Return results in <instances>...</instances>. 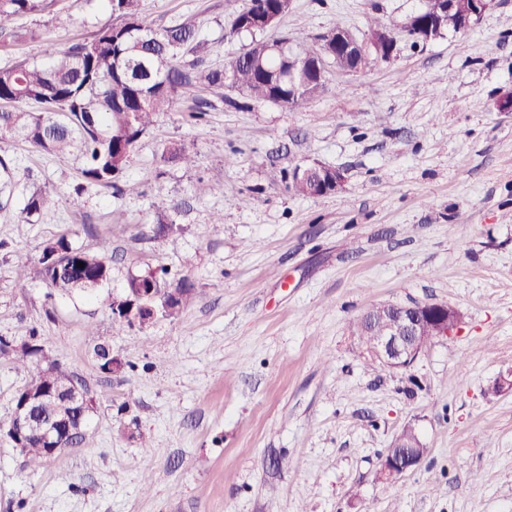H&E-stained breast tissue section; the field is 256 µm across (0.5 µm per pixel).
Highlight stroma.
<instances>
[{
    "mask_svg": "<svg viewBox=\"0 0 512 512\" xmlns=\"http://www.w3.org/2000/svg\"><path fill=\"white\" fill-rule=\"evenodd\" d=\"M245 0H142L154 29L198 35L181 64L224 67L252 41ZM420 0H292L282 30L316 36L371 17L395 27ZM67 18L58 26L57 17ZM106 0H56L0 36V67L44 62L90 39ZM512 0L469 31L391 62L333 71L289 110L203 83L137 143L114 187L82 194L83 159L0 142V424L30 381L36 341L80 377L94 411L84 441L38 472L0 436V512H512ZM206 100L203 119L188 115ZM177 140L193 166L161 159ZM341 169L337 193L289 191L296 165ZM215 191L197 195L198 182ZM137 192H127V185ZM56 197L25 211L32 193ZM161 223L176 236L157 235ZM108 258L93 294L19 279L50 238ZM167 269L191 295L175 317L118 327L109 302L132 276ZM445 302L462 321L408 368L368 369L352 323L381 303ZM120 367L100 369L96 344ZM413 427L428 453L381 482L379 462Z\"/></svg>",
    "mask_w": 512,
    "mask_h": 512,
    "instance_id": "stroma-1",
    "label": "stroma"
}]
</instances>
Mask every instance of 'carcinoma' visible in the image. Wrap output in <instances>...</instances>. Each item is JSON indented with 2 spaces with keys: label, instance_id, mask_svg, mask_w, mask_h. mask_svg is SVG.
Here are the masks:
<instances>
[{
  "label": "carcinoma",
  "instance_id": "1",
  "mask_svg": "<svg viewBox=\"0 0 512 512\" xmlns=\"http://www.w3.org/2000/svg\"><path fill=\"white\" fill-rule=\"evenodd\" d=\"M112 22L102 25L94 36L53 55L45 63L21 62L0 68V101L11 107L0 108V140H21L32 148L59 154L77 146L85 164L81 175L88 185L113 186L118 182L130 155L150 129L153 118L169 111L182 90L197 82L228 88L239 95L271 102L283 108L298 107L323 93L329 74L312 76V88L291 89L289 52L301 55L316 52L301 34L281 32L272 39H255L223 68L195 73L178 64L180 51L190 45L194 30L180 24L162 31L146 25L142 0H106ZM291 0H247L236 13L231 33L263 34L279 27ZM53 0H0V33L14 17L45 12ZM35 102L40 111L28 112L23 105ZM165 161H194V152L180 142L163 146ZM300 166L293 168L288 187L305 197H322L328 192L312 188L311 181L298 179ZM53 204L46 191L28 200V212H41ZM84 268L74 273L76 263ZM112 266L102 256L76 247L68 235L47 242L37 260L36 274L59 295L89 292L111 275ZM130 288L165 286L154 271L132 277ZM32 382L48 387L64 385L74 374L48 355L42 346L32 354H22ZM26 465L35 472L50 457L35 440L24 446Z\"/></svg>",
  "mask_w": 512,
  "mask_h": 512
}]
</instances>
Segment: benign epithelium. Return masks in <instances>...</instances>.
Instances as JSON below:
<instances>
[{
    "instance_id": "7a95c632",
    "label": "benign epithelium",
    "mask_w": 512,
    "mask_h": 512,
    "mask_svg": "<svg viewBox=\"0 0 512 512\" xmlns=\"http://www.w3.org/2000/svg\"><path fill=\"white\" fill-rule=\"evenodd\" d=\"M494 0H446L444 13L452 14L458 21L457 29L473 27L484 13L491 8ZM336 48L344 49L341 71L359 73L363 69V57L376 55L377 61L392 59L395 42L389 34L378 32L366 34L363 38L351 32H342L336 42ZM338 54L329 46L319 44L314 59L296 66H310L317 74L334 64ZM167 305L158 303V294L153 288H142L132 300L129 311L136 309L156 318L165 312ZM374 310L388 318L387 325L380 331L375 343L369 350L371 357L390 369H405L411 366L425 348L422 336L424 325L434 324L437 337H446L454 332L461 322V313L446 303H428L399 305L383 303ZM92 409V402L86 397L78 384L65 389L51 390L35 394L22 388L13 403L10 420L0 426V433L13 444L21 445L26 431L35 429L45 444L49 456H55L67 448L77 445L83 436L81 421L74 415H85ZM395 451L385 453L380 459L379 477H400L420 464L424 458L419 445L411 443L408 434H399L392 441Z\"/></svg>"
}]
</instances>
